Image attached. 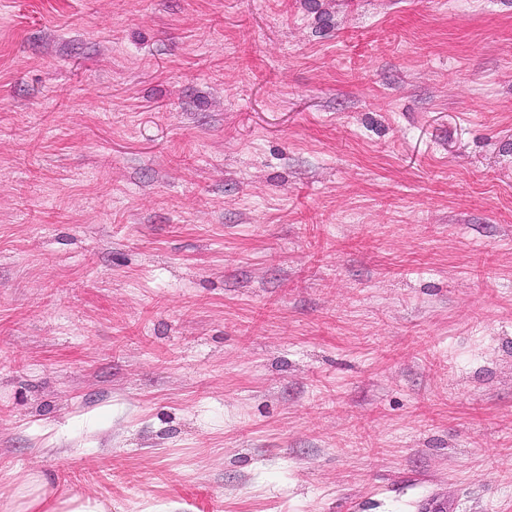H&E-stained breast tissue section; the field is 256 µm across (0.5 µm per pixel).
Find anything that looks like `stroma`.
I'll list each match as a JSON object with an SVG mask.
<instances>
[{
    "label": "stroma",
    "mask_w": 512,
    "mask_h": 512,
    "mask_svg": "<svg viewBox=\"0 0 512 512\" xmlns=\"http://www.w3.org/2000/svg\"><path fill=\"white\" fill-rule=\"evenodd\" d=\"M512 512V0H0V504ZM29 491L16 506L5 511L10 512H55L49 510L47 504L54 495V490L48 480L40 476H29L23 483Z\"/></svg>",
    "instance_id": "35a3bbf8"
}]
</instances>
